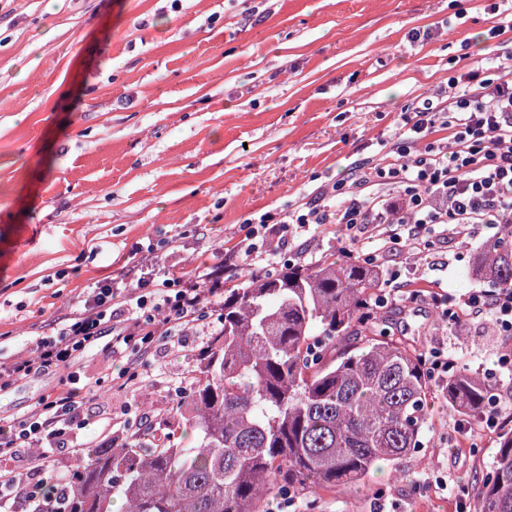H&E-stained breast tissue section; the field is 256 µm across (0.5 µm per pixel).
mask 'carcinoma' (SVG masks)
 Listing matches in <instances>:
<instances>
[{
    "label": "carcinoma",
    "instance_id": "obj_1",
    "mask_svg": "<svg viewBox=\"0 0 512 512\" xmlns=\"http://www.w3.org/2000/svg\"><path fill=\"white\" fill-rule=\"evenodd\" d=\"M473 274L512 287V223L477 252ZM379 268L353 256L286 264L224 289L222 327L188 371L189 393L118 448H90L68 476L66 512H269L283 489L309 498L363 480L379 463L395 476L434 431L424 355L380 328ZM498 384L459 365L448 415L477 421ZM188 422L184 448L172 424ZM476 512H512V428L475 492Z\"/></svg>",
    "mask_w": 512,
    "mask_h": 512
}]
</instances>
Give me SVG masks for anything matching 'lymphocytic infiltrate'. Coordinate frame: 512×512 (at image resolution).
<instances>
[{
	"label": "lymphocytic infiltrate",
	"instance_id": "obj_1",
	"mask_svg": "<svg viewBox=\"0 0 512 512\" xmlns=\"http://www.w3.org/2000/svg\"><path fill=\"white\" fill-rule=\"evenodd\" d=\"M495 77L462 90L449 101L424 100L404 113V127L378 163L358 162L348 180L318 187L298 207L265 213L242 240L235 255L252 264H275L288 247L291 224H390V237L414 248L427 245L437 226L461 229L473 224L512 223V56L496 65ZM447 141L434 139L436 129ZM343 198L341 209L332 201ZM224 285L223 270L187 271L164 277L144 266L135 280H109L90 289L80 311L67 316L57 340L36 339L30 356L0 365V387L21 377L46 375L69 367L77 353L107 333L108 324L127 319V328L108 332L113 352L151 354L158 337L181 338L186 327L200 325L215 290ZM411 300L441 309L443 315L466 310L512 331V288H476L462 295H442L417 285ZM84 403L77 389L63 388L37 402L32 413L0 418V458L34 448L37 456L25 480L0 468V512L24 501L29 512H65L67 475L54 473L53 494L42 492L46 455L82 429Z\"/></svg>",
	"mask_w": 512,
	"mask_h": 512
}]
</instances>
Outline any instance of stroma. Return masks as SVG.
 I'll list each match as a JSON object with an SVG mask.
<instances>
[{
  "instance_id": "stroma-1",
  "label": "stroma",
  "mask_w": 512,
  "mask_h": 512,
  "mask_svg": "<svg viewBox=\"0 0 512 512\" xmlns=\"http://www.w3.org/2000/svg\"><path fill=\"white\" fill-rule=\"evenodd\" d=\"M498 22L487 0H0V363L51 335L92 283L130 276L138 246L154 244L166 267L218 264L246 219L379 160L402 112L512 54V36L489 35ZM416 30L432 36L412 41ZM495 231L434 232L422 256L372 227L294 225L277 262L372 253L402 280L463 294L481 287L471 268ZM392 312L390 331L485 376L512 352V334L485 317L457 328L404 295ZM196 343L192 332L165 343L130 380L127 356L100 339L70 369L0 389V418L30 412L73 372L89 438L125 407L159 420ZM430 418L435 438L405 460L408 479L380 465L322 493L315 512H455L428 479L476 484L497 438L450 448L454 420L438 395Z\"/></svg>"
}]
</instances>
